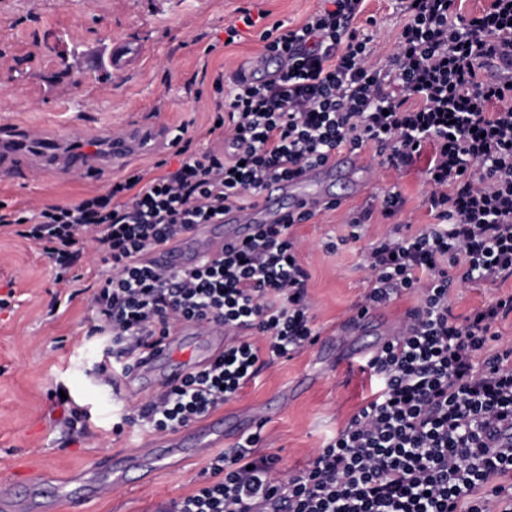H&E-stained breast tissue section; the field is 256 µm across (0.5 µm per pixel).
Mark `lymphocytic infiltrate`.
Here are the masks:
<instances>
[{"instance_id": "1", "label": "lymphocytic infiltrate", "mask_w": 512, "mask_h": 512, "mask_svg": "<svg viewBox=\"0 0 512 512\" xmlns=\"http://www.w3.org/2000/svg\"><path fill=\"white\" fill-rule=\"evenodd\" d=\"M364 0H326L300 26L242 10L226 44L260 28L280 67L266 80L216 77L214 111L224 148L197 151L187 125L173 143L179 166L137 171L104 194L0 212V235L43 248L54 282L73 288L85 247L102 255L88 336L106 343L101 383L129 376L181 323L224 331V350L180 382L161 386L114 431L137 425L163 434L195 423L288 358L318 333L291 224L252 237L185 270L151 255L192 225L256 205L272 183L327 163L336 151L374 146L405 171L430 153L426 204L433 224L373 243L366 253L381 307L404 294L419 306L365 367L377 389L300 470L280 477L275 455L258 456L252 433L213 458L171 512H512V350L487 354L495 321L512 316V293L455 318L457 284L512 278V0L455 12V0H397L404 17L386 64L352 23ZM506 78L486 81L485 61Z\"/></svg>"}]
</instances>
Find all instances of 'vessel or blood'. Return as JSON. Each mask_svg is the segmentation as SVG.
<instances>
[{"mask_svg":"<svg viewBox=\"0 0 512 512\" xmlns=\"http://www.w3.org/2000/svg\"><path fill=\"white\" fill-rule=\"evenodd\" d=\"M138 62L134 44L126 39L112 42L109 63L113 70L126 71ZM165 139L160 128L134 129L116 133L104 152L78 145L65 147L62 137L47 136L29 131L15 136H0V175L11 177L30 166L79 176L102 177L119 171L133 154L156 151ZM366 169L358 157L351 153H338L328 163L308 169L301 177L274 184L271 191L262 194L253 209L232 211L219 224H198L177 241L153 255L157 265L180 269L194 264L206 253H217L225 245L253 235L261 226L284 224L301 211H317L328 201L322 190L331 177L340 175L353 178L365 174ZM224 349L221 331L205 324L186 323L176 326L163 345L142 362L132 380L136 389L161 386L179 381L190 368L207 364ZM224 439V419L216 417L193 426L178 437L161 440L154 447L140 450L87 470L78 485H51L54 498L74 501L76 493L94 497L128 482L132 473L149 474L159 463L176 465L190 456Z\"/></svg>","mask_w":512,"mask_h":512,"instance_id":"b4317fda","label":"vessel or blood"}]
</instances>
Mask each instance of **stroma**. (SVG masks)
Masks as SVG:
<instances>
[{
  "mask_svg": "<svg viewBox=\"0 0 512 512\" xmlns=\"http://www.w3.org/2000/svg\"><path fill=\"white\" fill-rule=\"evenodd\" d=\"M320 6L321 0H0V129H84L91 143L102 147L110 131L126 126L162 122L173 130L185 123L199 150L221 148V139L208 132L216 103L213 77L232 74L263 55L258 29H243L241 41L228 46L225 25L242 8L298 25ZM402 24L396 0H367L355 21L358 30L372 35L381 61L392 52ZM116 39L131 40L140 52L138 65L122 74L107 61ZM361 161L371 173V188L340 193L336 209L318 211L295 229L300 260L310 273L314 323L324 337L352 320L371 287L365 268L370 243L398 227L416 230L433 221L424 203L427 157L401 174L374 160L369 149ZM111 185L108 176L95 181L27 171L0 179V204L18 213L38 203L102 194ZM395 185L405 204L397 218L387 220L380 198ZM366 209L372 217L363 237L348 240V213ZM103 267L101 254L86 251L78 269L85 293L54 311L57 287L41 247L0 237V296L12 298L10 308L0 310V492L18 480L66 481L74 471L157 439L130 426L113 433V422L145 396L132 391L128 380L114 390L95 379L103 345L86 335L88 288ZM510 292L512 279L460 284L450 294V306L463 317ZM348 356L341 351L328 364L316 346H307L269 366L223 411H247L279 399L256 452L278 456L281 475H290L372 394L368 373ZM60 385L87 412L90 435L62 426L67 410L51 397ZM215 454L211 448L183 465L159 468L149 483L113 488L76 510L56 501L52 512H162L196 488Z\"/></svg>",
  "mask_w": 512,
  "mask_h": 512,
  "instance_id": "35a3bbf8",
  "label": "stroma"
}]
</instances>
